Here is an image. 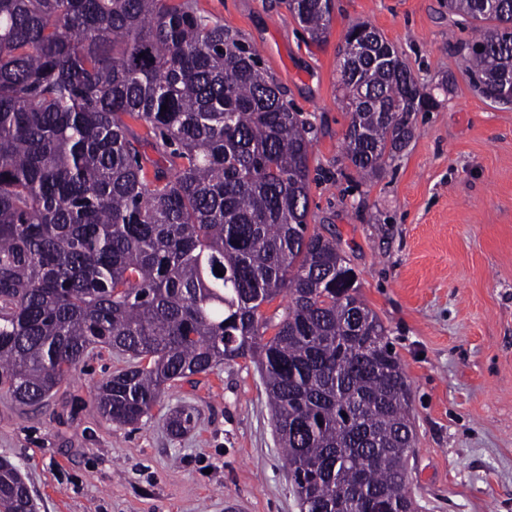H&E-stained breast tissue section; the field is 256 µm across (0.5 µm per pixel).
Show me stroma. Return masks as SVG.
I'll return each mask as SVG.
<instances>
[{
    "mask_svg": "<svg viewBox=\"0 0 512 512\" xmlns=\"http://www.w3.org/2000/svg\"><path fill=\"white\" fill-rule=\"evenodd\" d=\"M196 7L255 46L312 118L308 222L349 259L410 384L417 512H512V107L474 91L471 31L447 0H334L319 42L284 0ZM362 21L439 103L368 185L342 158L338 89L344 35ZM124 364L98 348L42 405L0 395V458L20 467L37 512H300L253 363L177 383L135 426L92 409L95 385ZM181 408L193 420L176 436Z\"/></svg>",
    "mask_w": 512,
    "mask_h": 512,
    "instance_id": "35a3bbf8",
    "label": "stroma"
}]
</instances>
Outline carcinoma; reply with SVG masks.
I'll return each instance as SVG.
<instances>
[{"instance_id":"cac0c4a2","label":"carcinoma","mask_w":512,"mask_h":512,"mask_svg":"<svg viewBox=\"0 0 512 512\" xmlns=\"http://www.w3.org/2000/svg\"><path fill=\"white\" fill-rule=\"evenodd\" d=\"M286 5L324 36L333 0ZM448 13L477 32L474 90L503 103L512 0ZM344 39V158L379 180L436 100L369 23ZM313 131L193 0H0V392L37 406L105 346L129 361L92 407L135 425L172 383L248 359L301 512H415L410 385L349 260L307 224ZM282 294L275 324L261 307ZM0 512H36L7 459Z\"/></svg>"}]
</instances>
